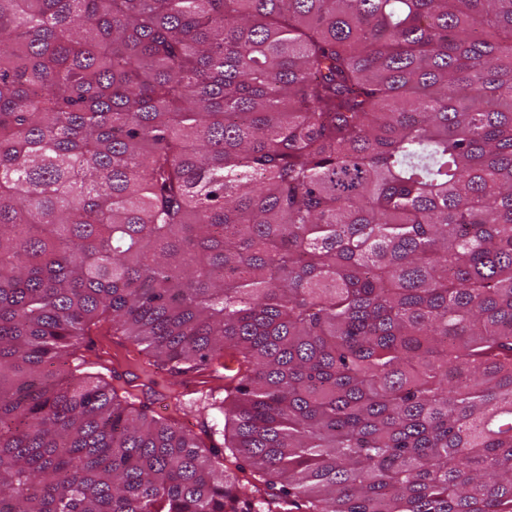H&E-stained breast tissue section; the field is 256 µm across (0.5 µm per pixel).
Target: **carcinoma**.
Listing matches in <instances>:
<instances>
[{
  "label": "carcinoma",
  "mask_w": 512,
  "mask_h": 512,
  "mask_svg": "<svg viewBox=\"0 0 512 512\" xmlns=\"http://www.w3.org/2000/svg\"><path fill=\"white\" fill-rule=\"evenodd\" d=\"M0 512H512V0H0ZM117 352L121 357L124 356L125 353H129L132 355L134 359V365L127 364L126 362H122L120 364V367H118L119 372L126 373L125 376H123L126 380H134V383L132 384H141L144 382H147L145 377L142 375V373L139 371V365L137 363V359H139L138 351L136 347L133 345H130L129 343L126 344V347H120L115 345L112 342V354ZM137 375L139 378L135 379V376ZM152 379L154 380V384L151 385L152 390L151 392L148 391V394L146 395L147 398H145L144 400L150 407L152 415L168 416L171 413L170 408H168L167 410L168 401L160 396L168 393L170 377L167 376L166 374L159 373L157 375H154ZM159 402H164L166 404V408L162 409V411H160L158 408Z\"/></svg>",
  "instance_id": "obj_1"
}]
</instances>
